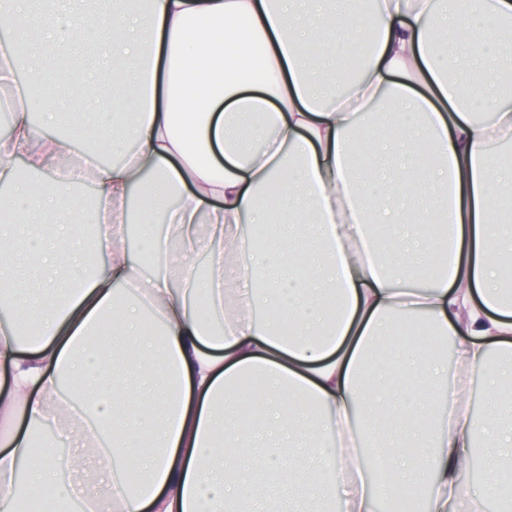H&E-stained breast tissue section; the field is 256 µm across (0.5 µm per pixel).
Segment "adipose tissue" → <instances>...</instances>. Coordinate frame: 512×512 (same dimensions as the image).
<instances>
[{"instance_id":"ef3b65f1","label":"adipose tissue","mask_w":512,"mask_h":512,"mask_svg":"<svg viewBox=\"0 0 512 512\" xmlns=\"http://www.w3.org/2000/svg\"><path fill=\"white\" fill-rule=\"evenodd\" d=\"M0 0L16 70L56 83L31 44L60 52L100 44L106 82L134 90L113 122V153L98 166L31 113L55 102L12 101L0 141V222L33 243L52 273L79 249L71 288L31 298L0 261L10 313L0 326V512L32 500L79 501L82 512H375L361 449H384L399 490L429 486L427 512H512V293L502 270L512 239L495 199L512 189L491 146L512 141V56L502 22L512 0H376L365 31L361 0H149L84 27L81 0ZM361 53L356 79L309 73L314 51ZM487 120H477L470 101ZM398 132L402 179L388 199L378 178L374 113ZM92 179L96 204L64 194ZM278 185L284 221L269 224L263 187ZM446 191L445 204L423 201ZM69 211L68 226L21 221ZM269 224L265 249L253 227ZM147 241L142 273L128 248ZM209 244L204 270L193 260ZM426 317L462 367L494 381L485 413L449 384L436 351L392 349L426 375L413 401L393 391L378 344L405 316ZM254 377L259 393L236 386ZM74 436L76 451L35 453L34 425ZM304 449L303 457L285 446ZM491 465L481 494L464 490L475 454Z\"/></svg>"}]
</instances>
